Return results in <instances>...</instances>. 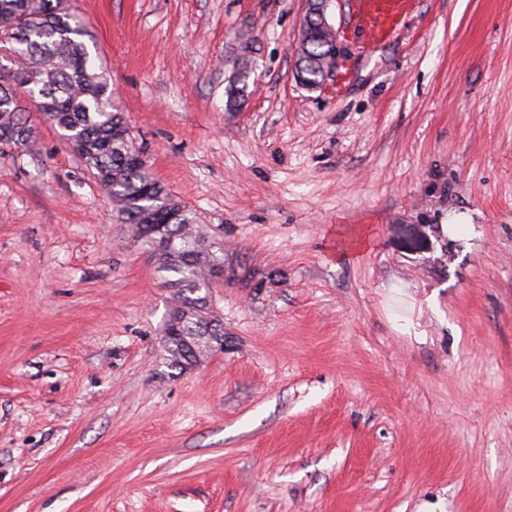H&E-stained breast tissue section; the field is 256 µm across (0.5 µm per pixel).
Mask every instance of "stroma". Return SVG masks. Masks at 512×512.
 <instances>
[{"label": "stroma", "mask_w": 512, "mask_h": 512, "mask_svg": "<svg viewBox=\"0 0 512 512\" xmlns=\"http://www.w3.org/2000/svg\"><path fill=\"white\" fill-rule=\"evenodd\" d=\"M65 2L223 250L224 346L168 368L165 272L29 108L36 150L0 148V512H512V0L339 39L340 93L296 79L302 0Z\"/></svg>", "instance_id": "obj_1"}]
</instances>
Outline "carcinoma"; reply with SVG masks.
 <instances>
[{"mask_svg": "<svg viewBox=\"0 0 512 512\" xmlns=\"http://www.w3.org/2000/svg\"><path fill=\"white\" fill-rule=\"evenodd\" d=\"M85 36L82 18L63 0H0V48L12 56L11 67L0 68V132L9 134L10 147L29 151L35 146V130L23 117L18 97V88L25 89L64 142L75 139L84 145L81 160L125 223L140 225L151 218L164 226L176 260L161 269L170 274L166 284L175 289L176 306H206L213 282L208 266L195 258L196 243L206 233L149 174L146 162L136 159L140 149ZM325 43L326 33L315 28L307 56L295 61L309 88L322 78ZM202 336L224 338L223 324L217 319L186 322L166 337L167 365L181 372L194 365L195 342Z\"/></svg>", "mask_w": 512, "mask_h": 512, "instance_id": "1", "label": "carcinoma"}]
</instances>
